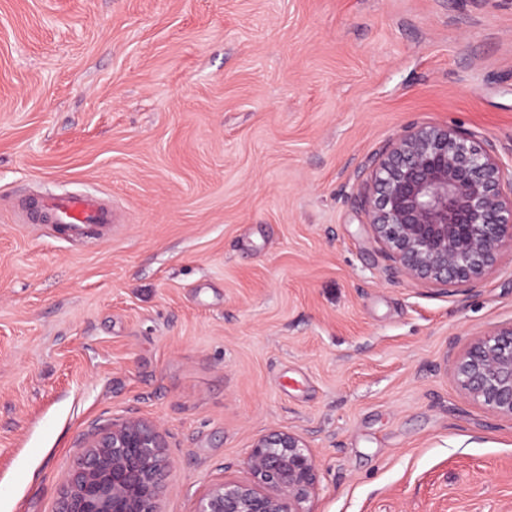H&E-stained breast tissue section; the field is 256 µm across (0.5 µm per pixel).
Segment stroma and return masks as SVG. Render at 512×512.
I'll return each instance as SVG.
<instances>
[{"mask_svg":"<svg viewBox=\"0 0 512 512\" xmlns=\"http://www.w3.org/2000/svg\"><path fill=\"white\" fill-rule=\"evenodd\" d=\"M413 125L512 168V0H0V512H57L98 427L154 424L161 512L302 436L311 512H512V418L454 361L512 323L391 270L359 199ZM108 198L106 234L17 217Z\"/></svg>","mask_w":512,"mask_h":512,"instance_id":"1","label":"stroma"}]
</instances>
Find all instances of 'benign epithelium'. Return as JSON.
<instances>
[{
  "instance_id": "7a95c632",
  "label": "benign epithelium",
  "mask_w": 512,
  "mask_h": 512,
  "mask_svg": "<svg viewBox=\"0 0 512 512\" xmlns=\"http://www.w3.org/2000/svg\"><path fill=\"white\" fill-rule=\"evenodd\" d=\"M367 224L392 269L435 287L473 291L512 250V174L494 145L457 128L414 126L370 174ZM463 394L512 418V323L473 338L455 360ZM253 480L211 488L197 512H308L317 464L305 441L273 431L251 449ZM171 462L158 431L128 419L94 434L58 512H160Z\"/></svg>"
}]
</instances>
